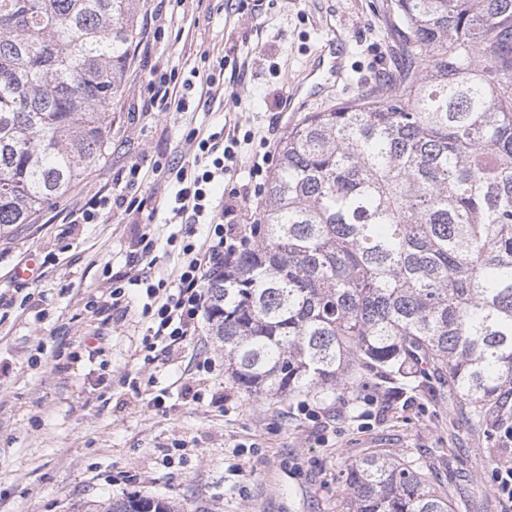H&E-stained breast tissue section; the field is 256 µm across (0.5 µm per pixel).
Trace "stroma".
<instances>
[{
	"label": "stroma",
	"instance_id": "obj_1",
	"mask_svg": "<svg viewBox=\"0 0 512 512\" xmlns=\"http://www.w3.org/2000/svg\"><path fill=\"white\" fill-rule=\"evenodd\" d=\"M385 0H148L139 36L122 75L123 93L112 111L107 155L83 183L48 206L31 224L0 238V295L13 305L0 321V512H91L94 504L130 494L175 502L184 512H345V464L384 453L423 466L448 493L454 512H503L494 489L498 464L512 459V396L477 429L464 422L447 389L429 382L389 401V380L358 382L323 397L308 419L293 399L250 398L224 377V354L211 336L183 342L172 360L151 371L168 394H152L136 352L146 324L139 306L110 321L92 314L113 274L129 272L142 233L156 241L153 278L173 280L185 226L164 207L175 181L149 176L124 188L131 209H113L93 224H61V210L80 208L98 190L126 177L132 164L191 158L189 133L219 130L237 140L234 170L216 199L250 190L238 223L257 218L279 147L301 113L285 109L293 88L306 81L316 51L343 37L348 52L323 98L329 105L389 89L398 49L385 30ZM219 73L214 100L186 112L151 107V70ZM37 279L18 283L13 270L28 256ZM30 296L42 319L22 310ZM101 335V361L77 351L84 336ZM38 365H31L32 355ZM212 358L215 369L198 374ZM194 378L203 399L181 393ZM225 395L224 405L213 404Z\"/></svg>",
	"mask_w": 512,
	"mask_h": 512
}]
</instances>
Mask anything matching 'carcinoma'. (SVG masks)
<instances>
[{
  "mask_svg": "<svg viewBox=\"0 0 512 512\" xmlns=\"http://www.w3.org/2000/svg\"><path fill=\"white\" fill-rule=\"evenodd\" d=\"M147 0H0V231L105 158ZM399 76L288 129L250 245L208 284L247 396L330 395L361 366L439 378L479 427L512 393V0H386ZM347 512H453L418 466L344 469ZM102 512H181L131 495Z\"/></svg>",
  "mask_w": 512,
  "mask_h": 512,
  "instance_id": "carcinoma-1",
  "label": "carcinoma"
}]
</instances>
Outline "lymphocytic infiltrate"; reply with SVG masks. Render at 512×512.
<instances>
[{
    "label": "lymphocytic infiltrate",
    "mask_w": 512,
    "mask_h": 512,
    "mask_svg": "<svg viewBox=\"0 0 512 512\" xmlns=\"http://www.w3.org/2000/svg\"><path fill=\"white\" fill-rule=\"evenodd\" d=\"M236 156L234 144L224 141L220 132L200 139L195 146V167L171 160L169 171L175 172L179 188L171 203L174 213L190 212L192 220L207 216L212 209V189L223 181L227 161ZM243 243L239 225L211 222L204 242L185 234L182 262L173 284L152 280L150 275H123L112 280L110 291L99 301L90 302L94 313L125 309L129 289L144 288L146 300L141 315L148 327L137 349L144 365H152L156 356L177 351L188 337L198 335L200 319L207 312V283L211 275L234 256Z\"/></svg>",
    "instance_id": "1"
}]
</instances>
